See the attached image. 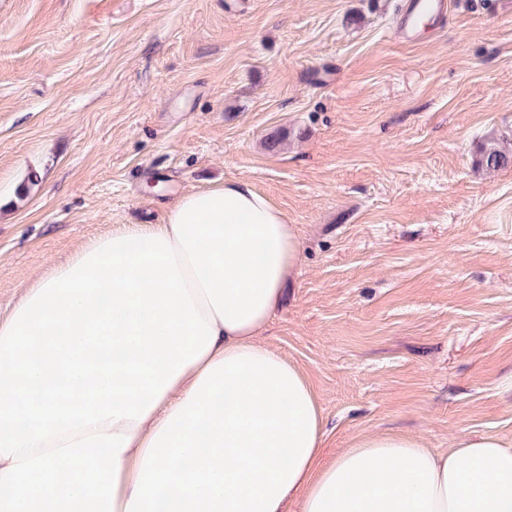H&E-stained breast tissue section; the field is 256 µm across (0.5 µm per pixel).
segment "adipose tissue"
<instances>
[{"label":"adipose tissue","instance_id":"obj_1","mask_svg":"<svg viewBox=\"0 0 512 512\" xmlns=\"http://www.w3.org/2000/svg\"><path fill=\"white\" fill-rule=\"evenodd\" d=\"M302 243L246 181L121 224L0 320V512H512V447L367 433L325 456L297 364L262 341Z\"/></svg>","mask_w":512,"mask_h":512}]
</instances>
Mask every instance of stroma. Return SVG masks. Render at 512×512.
I'll return each mask as SVG.
<instances>
[{
  "label": "stroma",
  "instance_id": "stroma-1",
  "mask_svg": "<svg viewBox=\"0 0 512 512\" xmlns=\"http://www.w3.org/2000/svg\"><path fill=\"white\" fill-rule=\"evenodd\" d=\"M405 2L0 0V311L245 180L303 241L264 340L309 376L326 453L512 444V166L478 163L512 151V0H447L408 40ZM512 162V153L501 149L496 143H490L483 148L479 164L486 170H499Z\"/></svg>",
  "mask_w": 512,
  "mask_h": 512
}]
</instances>
